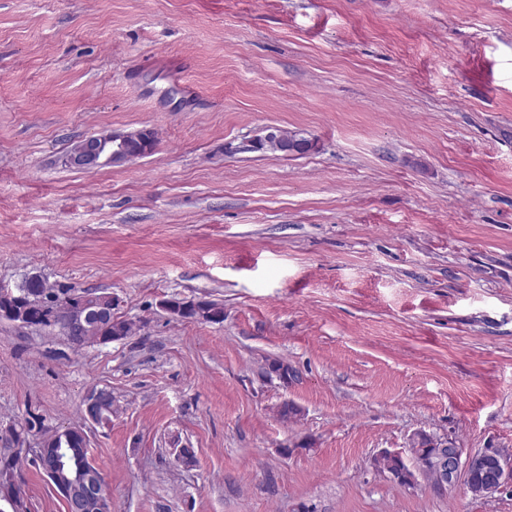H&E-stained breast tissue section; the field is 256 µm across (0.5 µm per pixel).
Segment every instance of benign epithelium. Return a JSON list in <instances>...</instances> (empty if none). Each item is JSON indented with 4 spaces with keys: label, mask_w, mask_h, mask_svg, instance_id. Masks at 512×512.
<instances>
[{
    "label": "benign epithelium",
    "mask_w": 512,
    "mask_h": 512,
    "mask_svg": "<svg viewBox=\"0 0 512 512\" xmlns=\"http://www.w3.org/2000/svg\"><path fill=\"white\" fill-rule=\"evenodd\" d=\"M279 128L268 127L266 133L258 141L253 140L243 145L245 149H253L258 143H275L278 150L286 157L294 155L288 143L278 140ZM147 130L140 129L126 133H100L78 141L66 154L65 164L82 170H90L107 164H122L131 160L129 146L145 140ZM120 299L112 292L101 295H88L77 305L54 313L53 321L62 328L64 336L75 347H82L93 342L87 336L88 325L110 323L115 319L114 310L119 307ZM104 401L103 389L93 387L83 399V423L76 426L84 439V466L70 477L64 472V462L56 459L45 465L41 458L42 449L35 451L36 462L42 467L57 495L63 502L65 512H86L93 508L97 512H111V500L103 477L95 467L89 451L88 429L103 423L101 415ZM430 441L434 448L432 455L423 460L415 455L406 458L410 483H415L416 474L425 470L433 473V487L445 491L463 482L475 497H488L512 485V453L500 448H477L466 452L456 446L453 440L421 430L415 431L409 438V447L415 448L424 440ZM491 469L495 479L479 486L469 485L472 472Z\"/></svg>",
    "instance_id": "1"
}]
</instances>
